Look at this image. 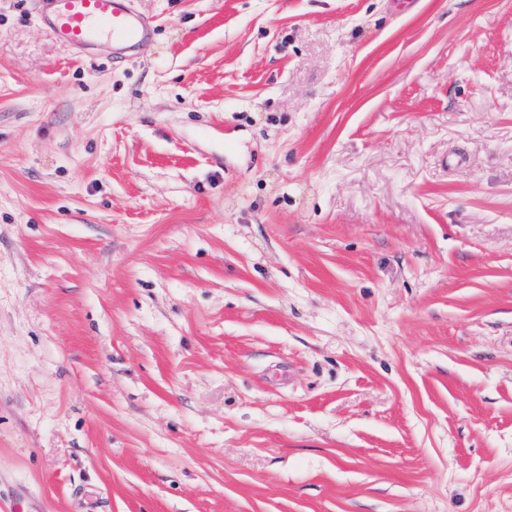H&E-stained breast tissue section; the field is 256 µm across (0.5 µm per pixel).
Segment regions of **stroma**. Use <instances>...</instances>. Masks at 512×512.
I'll list each match as a JSON object with an SVG mask.
<instances>
[{"label": "stroma", "instance_id": "obj_1", "mask_svg": "<svg viewBox=\"0 0 512 512\" xmlns=\"http://www.w3.org/2000/svg\"><path fill=\"white\" fill-rule=\"evenodd\" d=\"M0 0V512H512V0ZM41 19L61 42L91 50L112 44L113 60H120L149 41L153 22L140 13L133 0H39Z\"/></svg>", "mask_w": 512, "mask_h": 512}]
</instances>
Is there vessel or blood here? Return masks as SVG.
Masks as SVG:
<instances>
[{
	"label": "vessel or blood",
	"mask_w": 512,
	"mask_h": 512,
	"mask_svg": "<svg viewBox=\"0 0 512 512\" xmlns=\"http://www.w3.org/2000/svg\"><path fill=\"white\" fill-rule=\"evenodd\" d=\"M41 19L61 42L91 50L108 44L114 59H122L149 41L153 22L140 13L133 0H39Z\"/></svg>",
	"instance_id": "1"
}]
</instances>
